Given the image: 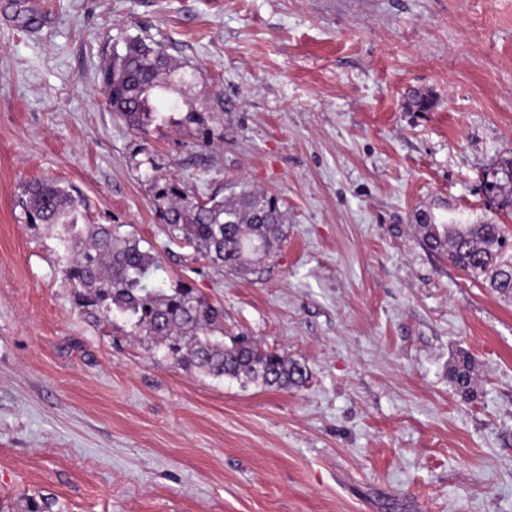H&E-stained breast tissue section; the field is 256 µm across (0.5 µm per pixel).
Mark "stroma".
<instances>
[{
	"mask_svg": "<svg viewBox=\"0 0 512 512\" xmlns=\"http://www.w3.org/2000/svg\"><path fill=\"white\" fill-rule=\"evenodd\" d=\"M137 36L186 75L146 136L99 87ZM46 177L306 381L212 379L78 307L17 204ZM173 182L276 197L280 250L194 261ZM429 208L512 234V0H0V512H512V297L419 244Z\"/></svg>",
	"mask_w": 512,
	"mask_h": 512,
	"instance_id": "1",
	"label": "stroma"
}]
</instances>
